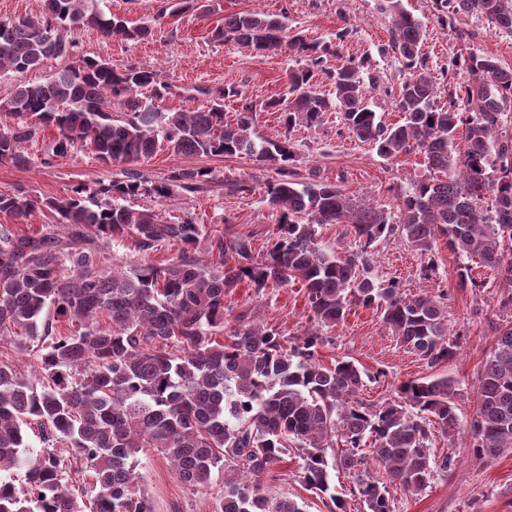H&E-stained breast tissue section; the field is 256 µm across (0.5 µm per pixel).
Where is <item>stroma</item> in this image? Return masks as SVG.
I'll return each mask as SVG.
<instances>
[{
    "instance_id": "obj_1",
    "label": "stroma",
    "mask_w": 512,
    "mask_h": 512,
    "mask_svg": "<svg viewBox=\"0 0 512 512\" xmlns=\"http://www.w3.org/2000/svg\"><path fill=\"white\" fill-rule=\"evenodd\" d=\"M384 0H219L217 12L201 18L184 14L158 26L153 35L139 41L119 42L88 29L79 36V55L107 60L115 65L146 64L157 67L163 78L178 88L164 100L167 108H185L208 104L202 95L205 87L234 84L242 97L260 101L281 96L288 91V73L299 67V56L283 52L266 57L235 42H217L213 29L223 24L227 15L241 11L287 14L291 33L314 41L334 40L339 27L349 26L338 55L325 59L317 74L322 91L331 88L330 74L348 62L368 60L364 80L368 104L385 123L401 119L395 98L405 78L399 63L386 50L390 38V15L382 11ZM407 11L423 24L427 68L434 79L456 55L474 54L493 57L499 65L512 68V33L495 28L486 19L470 17L453 26L437 21L434 0H401ZM259 138L277 140L289 136L296 158L292 168L298 180L326 181L337 184L348 194L380 199L406 190L411 178L424 174L421 154L397 159H383L372 144L351 138L336 114H329L322 126L309 129L298 125L286 129L280 113L262 112L257 116ZM54 135L53 129L39 132L26 145L30 165L18 168L0 164V192H22L35 199L66 196L78 183L110 181L128 172L145 179L161 181L181 168L213 170L218 179L195 193L178 192L167 199L150 197L127 199L134 209L155 208L164 217L193 215L203 224L208 238L249 236L256 252L266 251L272 243L276 226L265 201V184L274 174L251 157L237 155L185 156L168 151L138 163L105 164L88 154L74 153L67 160L51 166L40 164L42 145ZM247 179L253 192H229V182ZM438 270L423 277L421 257L399 240L378 242L371 275L381 284L397 281L402 293L415 295L445 294L444 307L451 334L459 335L456 354L448 364L431 370L425 361L397 343L382 315L373 308H352L341 324L330 332L331 340L320 350L319 359L328 364L336 358L353 360L368 373H380L379 381L367 383L361 397L369 403L396 398L398 385L406 380L438 373L455 379L459 385L457 414L461 426L454 438L435 435L436 456L452 455L456 465L448 475H435L426 491L417 497L394 491L396 512H512V449L497 459L483 461L474 457L466 426L477 406L478 378L482 364L491 350L498 320V295L494 271L473 267L477 282L473 288H459L457 272L461 261L447 245H440ZM233 303L251 307L256 322L291 337L302 332L308 315L306 291L300 285L267 289L260 298L251 297L247 288L235 289ZM140 485L153 500L155 512H215L212 490L191 489L183 485L166 458L157 452L143 454L138 467ZM299 459L283 457L263 476L266 493L273 497L287 495L304 503L306 512H329L324 500L306 491L299 482Z\"/></svg>"
}]
</instances>
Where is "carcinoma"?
I'll use <instances>...</instances> for the list:
<instances>
[{
    "label": "carcinoma",
    "mask_w": 512,
    "mask_h": 512,
    "mask_svg": "<svg viewBox=\"0 0 512 512\" xmlns=\"http://www.w3.org/2000/svg\"><path fill=\"white\" fill-rule=\"evenodd\" d=\"M36 17L0 19V77H20L0 112V163L25 167L24 144L51 126L44 165L74 152L98 161L132 163L162 150L181 155H247L274 168L266 201L278 226L276 240L254 255L249 237L224 241L197 253L204 225L187 214L172 222L151 208L132 209L122 201L138 196L168 198L175 189L194 193L215 179L209 169L183 168L162 181L129 173L122 179L79 184L63 198L34 199L0 192V340L34 361L36 379L0 359V473L25 468L30 493L20 496L0 478V512H154L139 486L136 468L152 448L174 466L190 488H208L224 475L215 512H303L289 496L269 497L261 478L275 462L294 452L305 489L330 499L345 512L330 470L351 476L350 493L366 512H395L388 485L407 496L422 494L433 474H448L454 459L437 458L432 431L456 430L455 381L447 376L402 382L398 399L363 401L365 372L353 361L319 360L328 342L323 331L345 320L354 306L376 308L393 336L431 368L455 355L440 297H406L392 281L370 277L375 244L393 237L424 256L422 272L437 271L438 241L466 260L457 285H476L471 264L499 273L498 304L512 315V69L489 57L451 59V78L461 92L441 87L427 72L421 22L400 0H387L393 56L407 71L396 106L403 118L386 124L368 104L362 70L369 61L349 63L333 74L325 96L315 79L328 55L338 54L349 34L336 42H309L288 33L282 17L242 11L224 17L212 31L217 41L233 40L261 55L288 48L306 64L288 73V96L260 104L243 99L234 119L224 118V100L239 96L231 83L196 92L211 96L206 108L176 111L161 107L175 85L149 65L121 67L78 57L41 82L21 79L48 59L75 54L78 34L93 28L104 36L135 41L149 26L95 9L91 0H43ZM437 18L451 25L480 16L512 33V0H435ZM205 16L214 0H160L154 22ZM349 135L374 145L379 156L420 152L426 171L392 202L349 195L340 186L296 180L290 169L294 148L283 138L257 140L259 112H280L286 130L317 128L331 112ZM465 127V147L455 145ZM492 204L485 205L486 199ZM47 209L53 225L21 234L33 213ZM352 225L358 249L340 256L324 249L318 228ZM134 240L146 260L105 271L101 254L112 243ZM169 242L179 254L165 264L147 259ZM295 281L307 292L308 327L288 340L254 323L252 311H238L226 298L241 284L255 295ZM224 331V341L213 332ZM498 336L482 369L476 416L470 425L474 456L497 458L512 448V319ZM38 431L45 450L31 455L29 432ZM346 446L336 451V442ZM63 445L91 472L89 490L69 489L66 465L51 449ZM383 469L385 479L373 475Z\"/></svg>",
    "instance_id": "carcinoma-1"
}]
</instances>
